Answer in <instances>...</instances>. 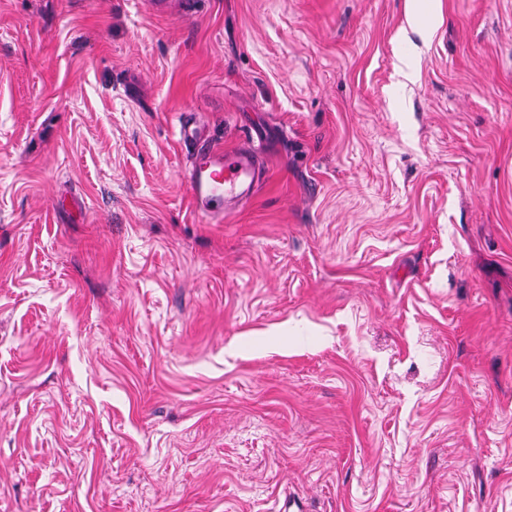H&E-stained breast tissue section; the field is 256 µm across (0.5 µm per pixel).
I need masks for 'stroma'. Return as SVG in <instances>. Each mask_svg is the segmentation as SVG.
Returning <instances> with one entry per match:
<instances>
[{
    "label": "stroma",
    "instance_id": "stroma-1",
    "mask_svg": "<svg viewBox=\"0 0 512 512\" xmlns=\"http://www.w3.org/2000/svg\"><path fill=\"white\" fill-rule=\"evenodd\" d=\"M407 3L0 0V512H512V0ZM180 137L194 147L186 181L197 215L205 223H223L224 209L211 208L210 203L224 199L225 207L251 196L263 164L262 144L252 138L242 148L217 150L198 141L188 120L180 123Z\"/></svg>",
    "mask_w": 512,
    "mask_h": 512
}]
</instances>
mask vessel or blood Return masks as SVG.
<instances>
[{"label": "vessel or blood", "mask_w": 512, "mask_h": 512, "mask_svg": "<svg viewBox=\"0 0 512 512\" xmlns=\"http://www.w3.org/2000/svg\"><path fill=\"white\" fill-rule=\"evenodd\" d=\"M180 137L194 148L186 181L197 215L205 223H223L224 211L217 208V201L229 206L251 196L263 163L262 146L251 140L233 151L217 150L199 142L187 121L180 124Z\"/></svg>", "instance_id": "1"}]
</instances>
